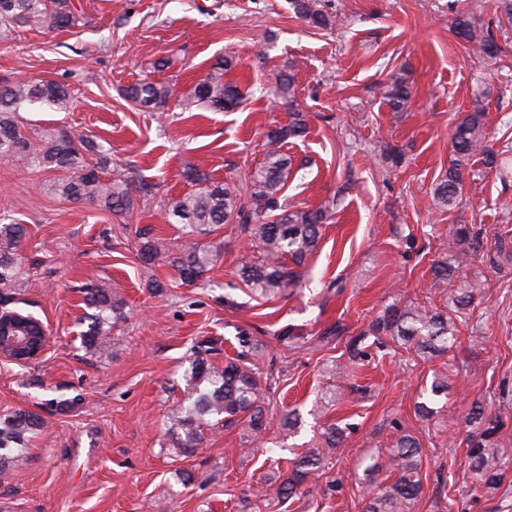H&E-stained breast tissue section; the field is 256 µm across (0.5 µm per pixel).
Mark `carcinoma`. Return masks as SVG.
<instances>
[{"instance_id":"obj_1","label":"carcinoma","mask_w":512,"mask_h":512,"mask_svg":"<svg viewBox=\"0 0 512 512\" xmlns=\"http://www.w3.org/2000/svg\"><path fill=\"white\" fill-rule=\"evenodd\" d=\"M293 13L315 28L333 25L325 0H289ZM483 8V2L469 6L456 18V34L467 41L477 59L487 67L497 65L501 48L494 36L477 28L472 14ZM79 10L72 0H0V38L7 39L17 27H38L59 30L76 24ZM236 58L226 55L218 59L207 76L198 82L182 107L195 106L228 112L241 101L238 89L224 81L226 72L234 67ZM128 96L139 105L155 108L166 104L169 88L161 82H142L128 90ZM381 97L392 112L407 110L411 99L406 78L393 76L381 88ZM277 98L288 103L293 119L286 125L265 134L266 150L261 163L252 171L249 200L241 202L236 185L187 174L192 190L179 196L166 207L163 218L168 224H180L185 234L208 236L228 223L244 226L251 238V250L238 262L242 282L252 293L265 297L284 291L295 283L296 272L278 263L286 256L293 265H301L320 241V227L327 220L323 208L295 207L282 202L283 191L291 173L292 162L282 148L288 140L306 133L307 122L297 104L292 75H282L277 83ZM72 95L68 86L54 79L36 82H0V157L26 169H42L55 173L44 190L54 196L88 202L108 212L121 215L132 206L131 180L122 172L108 170L110 149L86 139L80 133L58 127L25 130L18 113L27 106L48 107L65 111ZM453 158L448 172L436 184L431 200L434 206L455 205L462 169L479 156L490 169L499 167L498 154L490 145L485 108L478 104L459 121L452 133ZM26 236L23 224L4 222L0 218V301L15 300L22 287L24 257L21 244ZM443 254L446 258L433 264L434 286L441 288L454 275L475 260L480 249L478 235L465 224L452 227ZM140 254L151 262L159 256L168 258L176 267L181 281L193 284L213 265L217 254L209 246L192 243L172 249L164 241L143 236ZM482 284L465 280L448 289V304L456 310L468 307L481 293ZM86 330L80 334L82 346L93 354L103 353L109 343L112 323L121 317L123 300L102 280L81 287ZM459 328L438 310L423 306L392 307L372 324L371 335H385L403 345H415L421 354L443 353L458 340ZM181 398L168 410L166 422L171 434V451L175 457H192L203 447L205 430L224 422L246 420L254 441L263 443L267 429L265 408L261 405L258 375L241 353L222 365L204 356V349L190 347L188 367L179 385ZM448 384L440 378L431 383L430 397L419 404L423 415L433 414L430 404L447 393ZM472 429L482 428L480 440L468 451L474 474L472 491L495 489L503 482L499 451L492 439L499 430V420L471 411L464 417ZM45 428L43 417L34 411L18 408L0 413V472L9 470L25 457L31 442ZM343 439L340 428H329L325 447L308 448L291 471L275 488L277 499L285 501L301 493L317 472L326 452L338 447ZM385 469L396 474L395 480L368 495L364 512H413L421 483L419 479V442L403 434L389 450Z\"/></svg>"}]
</instances>
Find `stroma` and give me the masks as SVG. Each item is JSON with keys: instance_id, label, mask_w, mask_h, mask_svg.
Instances as JSON below:
<instances>
[{"instance_id": "stroma-1", "label": "stroma", "mask_w": 512, "mask_h": 512, "mask_svg": "<svg viewBox=\"0 0 512 512\" xmlns=\"http://www.w3.org/2000/svg\"><path fill=\"white\" fill-rule=\"evenodd\" d=\"M470 0H333L335 23L321 30L297 18L288 0H79L77 26L15 29L0 41V80L55 79L74 101L65 111L25 110L22 123L59 126L110 148L112 164L132 182L129 212L115 215L44 190L50 175L0 158V218L25 225L23 310L45 325L42 357L0 360V411H40L46 427L22 461L0 473V512H363L388 473H367L397 438L422 447V489L414 512H512V24L499 0H485L478 27L491 29L505 54L487 69L453 30ZM236 56L225 79L241 90L230 112L182 111L180 103L215 60ZM296 80L306 137L284 151L293 168L286 201L328 211L317 249L297 267V283L258 297L240 280L247 233L228 224L206 239L218 257L202 282L182 283L167 259L143 262L139 231L177 247L178 225L165 223L169 201L190 189L194 168L246 187L264 155V134L287 124L276 102L277 77ZM393 74L412 90L395 113L380 89ZM163 82L160 109L140 107L125 90ZM488 112L505 174L472 159L452 209L430 192L453 155L455 124L475 99ZM455 224L477 232L482 259L465 274L482 280L473 308L451 313L461 342L434 358L400 344L370 347L352 362L346 343L392 306L445 308L431 266ZM109 280L123 317L108 350L87 353L79 322L84 283ZM259 376L268 414L266 448L247 451L245 422L206 431L195 456L168 452L167 409L179 400L188 349L200 343L220 363L239 350ZM447 395L425 418L416 405L434 377ZM71 411L46 409L57 395ZM483 405L502 427L494 438L505 468L501 486L470 494L467 453L474 429L461 422ZM300 415L296 429L282 413ZM344 427L315 484L280 503L270 498L279 474L325 430Z\"/></svg>"}]
</instances>
